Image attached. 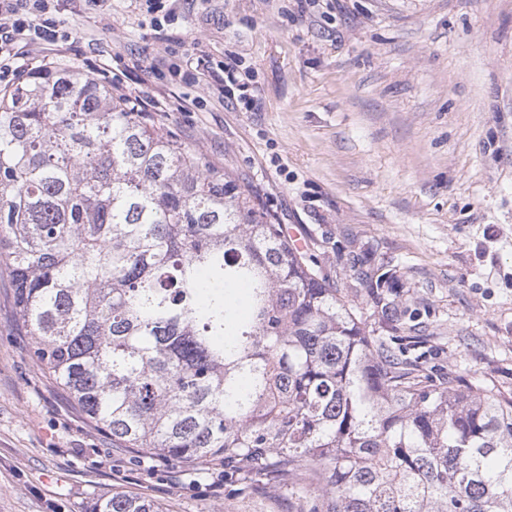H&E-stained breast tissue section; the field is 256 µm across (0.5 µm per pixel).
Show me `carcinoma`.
Wrapping results in <instances>:
<instances>
[{
	"label": "carcinoma",
	"mask_w": 512,
	"mask_h": 512,
	"mask_svg": "<svg viewBox=\"0 0 512 512\" xmlns=\"http://www.w3.org/2000/svg\"><path fill=\"white\" fill-rule=\"evenodd\" d=\"M1 265L29 353L114 443L295 512H512V395L444 379L397 303L368 328L235 179L75 65L0 91Z\"/></svg>",
	"instance_id": "cac0c4a2"
}]
</instances>
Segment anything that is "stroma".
Listing matches in <instances>:
<instances>
[{
    "label": "stroma",
    "instance_id": "1",
    "mask_svg": "<svg viewBox=\"0 0 512 512\" xmlns=\"http://www.w3.org/2000/svg\"><path fill=\"white\" fill-rule=\"evenodd\" d=\"M61 58L153 91L167 41L136 0H61ZM187 77L154 119L229 173L365 317L380 266L441 372L512 394V0H178ZM243 56L251 109L197 66ZM115 492L164 512H287L207 467L113 444L27 351L0 270V512H90ZM381 269L382 268H373L369 272L366 271L365 273H360L359 277H357L359 285L366 289L369 294L378 299V304L385 299L384 297L381 298L380 295H382V293H379V290L382 291V288L385 287L391 278L389 272L380 273Z\"/></svg>",
    "mask_w": 512,
    "mask_h": 512
}]
</instances>
